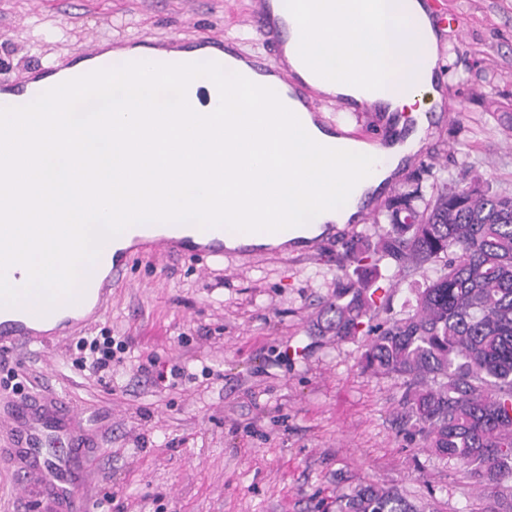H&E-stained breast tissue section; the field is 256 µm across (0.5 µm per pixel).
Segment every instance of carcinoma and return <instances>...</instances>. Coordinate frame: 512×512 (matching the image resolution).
<instances>
[{
    "label": "carcinoma",
    "mask_w": 512,
    "mask_h": 512,
    "mask_svg": "<svg viewBox=\"0 0 512 512\" xmlns=\"http://www.w3.org/2000/svg\"><path fill=\"white\" fill-rule=\"evenodd\" d=\"M420 190L388 205L376 247L351 243L356 268L395 261L422 273L415 303L385 327L365 318L390 297L369 281H338L310 335L352 339L376 331L362 368L402 380L399 428L425 435L476 483L512 493V194L480 180L443 186L424 207ZM337 512H418L396 488L359 486Z\"/></svg>",
    "instance_id": "obj_1"
}]
</instances>
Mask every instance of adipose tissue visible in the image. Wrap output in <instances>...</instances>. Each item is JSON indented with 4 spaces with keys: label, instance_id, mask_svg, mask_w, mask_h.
Instances as JSON below:
<instances>
[{
    "label": "adipose tissue",
    "instance_id": "ef3b65f1",
    "mask_svg": "<svg viewBox=\"0 0 512 512\" xmlns=\"http://www.w3.org/2000/svg\"><path fill=\"white\" fill-rule=\"evenodd\" d=\"M353 0H283L299 25L294 37L309 44L317 65L324 70L317 89L341 93L343 75L357 71L362 80L382 83L390 106L396 112L413 111L420 98L417 73L410 62L412 44L409 31L422 23L425 13L418 0H379L373 25H366L363 15L352 9ZM139 50H118L112 54L113 79L93 99L86 101L72 115L74 126L84 129L79 143L81 153L92 156L97 175L112 199L127 208H140L148 200H160L169 211L185 223L206 225L211 206L209 189L201 178L190 176L166 188L155 183L156 173L172 161V149L189 147L183 162L199 167L209 155L224 128L211 121L212 107L192 103L181 87L156 80L148 71H140L133 80L125 74L140 59ZM222 113L229 125L249 132L254 129L256 115L273 112L268 99H259L238 84L236 70H225ZM132 98L149 100L158 113L174 115L172 126L152 135L149 147L138 161H131L126 149L115 141L101 137L93 127L99 109ZM10 130L13 144L23 145L38 139L43 143L39 168L33 180L35 190L56 194L65 204L70 224L81 227L82 244L79 264L86 267L96 258L99 245L119 233L122 224L105 206L89 209L65 179L73 157L56 149L55 130L39 106H32L27 125L15 126L13 113L0 112V130ZM259 146L250 156L262 163L264 179L251 187L225 185V194L236 201L238 214H225L224 221L233 228L246 229L243 237L226 238L227 246H265L277 243L274 235L257 232L256 221L249 209L254 194H262L286 211L292 237L311 238L324 231L326 222L348 223L355 213L358 197L375 189L396 167L395 159H382L369 144L355 145L348 159L323 154L317 147L321 134L317 128L293 126L286 115L258 132ZM22 279L32 299L54 302L52 292L56 273V243L44 241L39 246L19 242Z\"/></svg>",
    "mask_w": 512,
    "mask_h": 512
}]
</instances>
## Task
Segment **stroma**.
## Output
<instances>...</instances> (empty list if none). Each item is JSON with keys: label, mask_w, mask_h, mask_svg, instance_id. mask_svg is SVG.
I'll use <instances>...</instances> for the list:
<instances>
[{"label": "stroma", "mask_w": 512, "mask_h": 512, "mask_svg": "<svg viewBox=\"0 0 512 512\" xmlns=\"http://www.w3.org/2000/svg\"><path fill=\"white\" fill-rule=\"evenodd\" d=\"M446 20L439 66L454 100L429 113L422 159L398 179L433 193L429 168L512 192V0H437ZM252 0H0V85L60 65L91 46L157 44L206 30L267 49L246 22ZM362 224L308 254L257 256L243 266L147 255L134 260L92 335L128 338L135 366L103 378L76 362L75 339L0 358V386L23 371L45 397L65 392L75 444L70 474L95 512H336L359 484L393 486L421 512L512 506L420 435L399 432L400 380L365 372L363 334L313 337L310 325L353 272ZM422 276L389 270L381 286L400 313ZM188 366L193 381L147 383L144 371ZM0 512H54L0 459Z\"/></svg>", "instance_id": "35a3bbf8"}]
</instances>
